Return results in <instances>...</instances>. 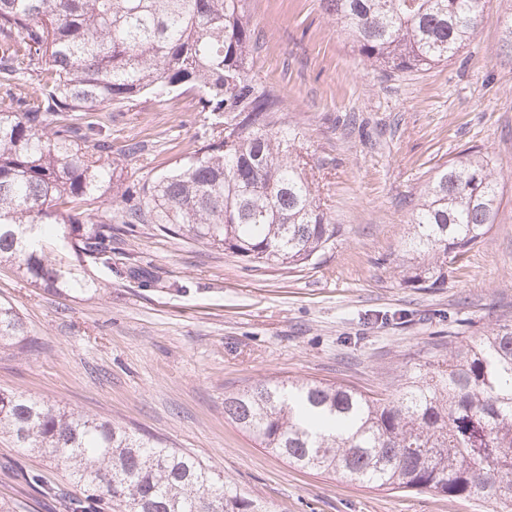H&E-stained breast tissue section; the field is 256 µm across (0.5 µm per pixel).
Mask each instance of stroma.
Wrapping results in <instances>:
<instances>
[{
	"mask_svg": "<svg viewBox=\"0 0 512 512\" xmlns=\"http://www.w3.org/2000/svg\"><path fill=\"white\" fill-rule=\"evenodd\" d=\"M263 37L255 80L281 100L338 226L315 264L267 268L161 234L113 240L96 292L56 296L0 264V300L33 348L0 349V389L137 427L198 457L266 512H493L431 492L376 489L288 466L224 418L225 394L262 377L335 382L375 397L427 370L438 343L512 320V0H484L476 35L452 60L398 72L340 34L322 0H247ZM126 183L179 160L213 130L193 93L86 114ZM141 156L126 153L129 144ZM473 148L496 167L501 200L482 243L449 264L446 282L401 281L412 208L438 168ZM53 487L40 493L29 477ZM76 488L64 465L0 434V501L64 512Z\"/></svg>",
	"mask_w": 512,
	"mask_h": 512,
	"instance_id": "1",
	"label": "stroma"
}]
</instances>
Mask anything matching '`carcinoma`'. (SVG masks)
I'll return each mask as SVG.
<instances>
[{
    "label": "carcinoma",
    "mask_w": 512,
    "mask_h": 512,
    "mask_svg": "<svg viewBox=\"0 0 512 512\" xmlns=\"http://www.w3.org/2000/svg\"><path fill=\"white\" fill-rule=\"evenodd\" d=\"M368 59L395 70L451 60L476 33L481 0H323ZM259 34L245 0H0V263L48 291L97 290L112 224L300 268L334 244L297 132L251 76ZM31 86L13 93L19 80ZM182 90L220 128L133 187L97 151L80 113ZM501 188L478 151L439 169L402 242L403 283L435 288L448 259L495 222ZM106 205L98 214L90 205ZM29 338L0 303V349ZM224 417L288 464L402 491L492 501L512 512V323L455 336L448 356L374 398L336 383L264 377L224 396ZM0 433L61 463L78 488L64 512H264L166 441L0 390Z\"/></svg>",
    "instance_id": "cac0c4a2"
}]
</instances>
